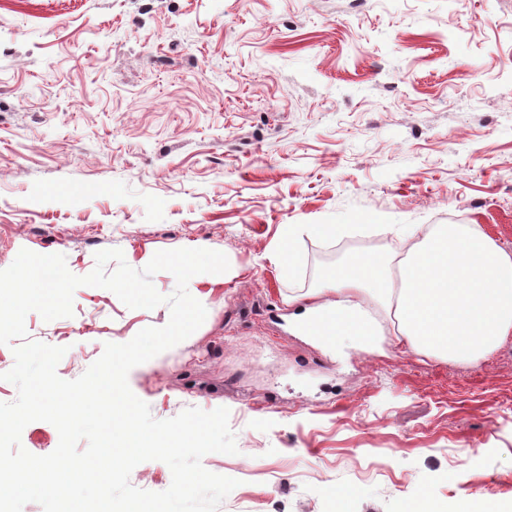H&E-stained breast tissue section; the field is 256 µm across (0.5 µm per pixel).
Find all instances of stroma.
<instances>
[{
    "mask_svg": "<svg viewBox=\"0 0 512 512\" xmlns=\"http://www.w3.org/2000/svg\"><path fill=\"white\" fill-rule=\"evenodd\" d=\"M286 224H363L360 239ZM409 224H478L512 246V0H0V270L20 250L133 268L207 248L201 327L134 367L153 417L230 412L238 479L218 512H401L427 492L512 512V342L480 364L323 350L290 297L338 258L388 254ZM25 320L80 377L106 343L165 326L82 286ZM303 227L297 224H286L280 237L276 251L269 257L280 268L288 266V272L292 270L294 263V243L301 235Z\"/></svg>",
    "mask_w": 512,
    "mask_h": 512,
    "instance_id": "stroma-1",
    "label": "stroma"
}]
</instances>
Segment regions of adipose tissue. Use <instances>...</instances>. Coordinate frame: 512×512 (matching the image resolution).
Instances as JSON below:
<instances>
[{"label":"adipose tissue","instance_id":"obj_1","mask_svg":"<svg viewBox=\"0 0 512 512\" xmlns=\"http://www.w3.org/2000/svg\"><path fill=\"white\" fill-rule=\"evenodd\" d=\"M335 239L337 224H313ZM286 225L271 256L294 263L303 230ZM292 330L332 347L360 351L391 342L450 363H479L512 337V250L498 246L478 224L413 225L401 253L361 254L323 274L299 299Z\"/></svg>","mask_w":512,"mask_h":512}]
</instances>
